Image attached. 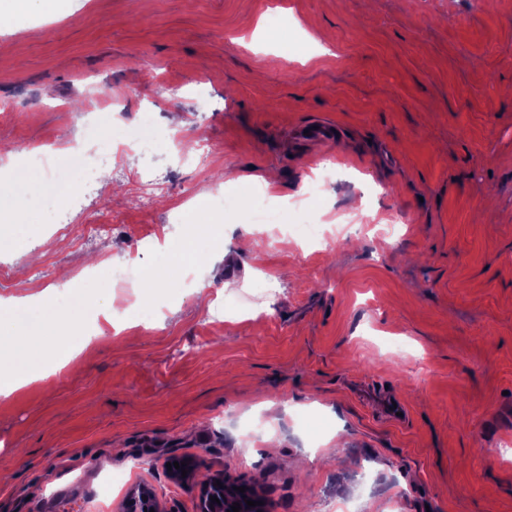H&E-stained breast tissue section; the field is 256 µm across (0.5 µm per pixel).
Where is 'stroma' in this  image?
I'll return each instance as SVG.
<instances>
[{
	"instance_id": "35a3bbf8",
	"label": "stroma",
	"mask_w": 512,
	"mask_h": 512,
	"mask_svg": "<svg viewBox=\"0 0 512 512\" xmlns=\"http://www.w3.org/2000/svg\"><path fill=\"white\" fill-rule=\"evenodd\" d=\"M70 16L22 0L0 19V165L27 144L79 141L86 120L119 140L159 109L161 134L126 170L171 167L148 210L109 176L74 207L107 225L101 241L50 237V211L14 202L0 176L8 293H60L61 314L89 330L55 375L0 396V512H125V491L95 499L99 474L130 469L166 512H195L169 457L198 479L255 484L272 512H319L360 496L363 512H512V0H70ZM185 82L168 97L161 74ZM124 95V118L104 105ZM209 106L196 123L194 105ZM334 124L304 143L296 129ZM216 157L190 159L200 141ZM324 157L344 172L320 198L321 248L293 234L292 202ZM279 183L258 185L269 171ZM236 196L234 209L208 203ZM277 215L259 227L253 195ZM217 237L200 288L172 276L166 241L186 228V197ZM251 239L250 273L224 256ZM39 252L26 263L24 249ZM166 271L156 288L116 278L124 262ZM140 305L155 324L122 330L104 299ZM389 393L392 422L368 405ZM238 421L223 420L225 408ZM263 434L246 438L248 426ZM247 442L249 463L238 459ZM370 469L368 488L358 475Z\"/></svg>"
}]
</instances>
